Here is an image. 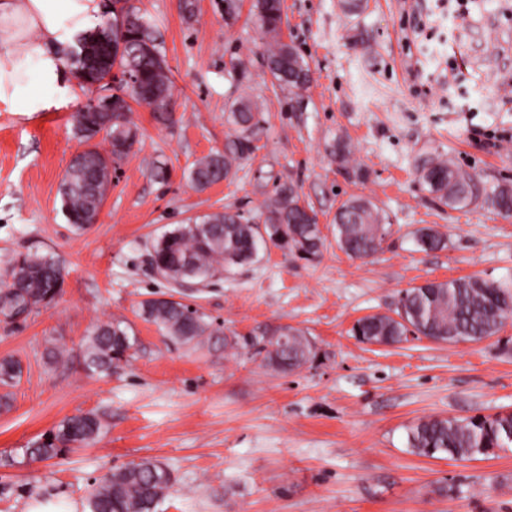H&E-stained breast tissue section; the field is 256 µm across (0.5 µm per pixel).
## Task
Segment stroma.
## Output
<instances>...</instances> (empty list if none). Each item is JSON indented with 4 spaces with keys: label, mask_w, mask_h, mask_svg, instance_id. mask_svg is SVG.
Listing matches in <instances>:
<instances>
[{
    "label": "stroma",
    "mask_w": 512,
    "mask_h": 512,
    "mask_svg": "<svg viewBox=\"0 0 512 512\" xmlns=\"http://www.w3.org/2000/svg\"><path fill=\"white\" fill-rule=\"evenodd\" d=\"M132 2L162 45L174 121L132 104L140 142L119 163L96 224L74 231L59 195L82 148L73 116L94 90L75 88L51 112L0 104V273L35 250L65 267L55 302L0 321V359L22 367L17 384L0 387V512H27L35 498L86 512L100 478L144 458L173 477L156 512H512V447L454 461L407 446L422 419L512 411V320L479 342L412 336L380 346L352 332L426 281L512 276V216L481 204L449 209L416 173L421 159L442 155L482 183L512 182V0H364L352 12L341 0H283V33L313 73L299 109L264 69L253 0ZM241 96L264 107L255 156L196 189L189 171L223 151L224 114ZM340 136L352 150L345 168L331 160ZM160 161L163 181L152 175ZM285 181L318 215L321 254L263 248L253 264L180 294L229 334L304 330L314 346L305 366L284 374L251 349L186 347L138 317L141 301L167 289L148 265L154 239L227 207L257 216ZM353 195L372 199L390 226L365 260L334 235L336 210ZM424 226L445 236L444 249L416 248ZM116 318L136 344L101 378L86 371L83 347ZM88 412L104 423L95 443L26 457L42 434Z\"/></svg>",
    "instance_id": "35a3bbf8"
}]
</instances>
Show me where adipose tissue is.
Here are the masks:
<instances>
[{"instance_id":"1","label":"adipose tissue","mask_w":512,"mask_h":512,"mask_svg":"<svg viewBox=\"0 0 512 512\" xmlns=\"http://www.w3.org/2000/svg\"><path fill=\"white\" fill-rule=\"evenodd\" d=\"M104 9L103 0H0V103L29 114L71 101L66 55Z\"/></svg>"}]
</instances>
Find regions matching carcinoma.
<instances>
[{
  "instance_id": "1",
  "label": "carcinoma",
  "mask_w": 512,
  "mask_h": 512,
  "mask_svg": "<svg viewBox=\"0 0 512 512\" xmlns=\"http://www.w3.org/2000/svg\"><path fill=\"white\" fill-rule=\"evenodd\" d=\"M255 19L266 50L268 73L280 89L300 95L311 84L310 66L293 45L282 40L283 9L281 0H255ZM127 46L119 55L103 53L86 64L82 51L70 62L85 68L81 86L96 87L112 75L113 69L130 70L150 93L138 103L149 108L171 96L173 82L158 38L148 23L134 24L127 30ZM130 105L112 107L110 112L79 110L74 117V133L82 143L100 136L116 148L117 136L125 148L118 160L126 158L139 143V129L129 118ZM232 130L224 152L197 160L189 173L192 185L203 190L231 178L242 162L258 150L257 141L263 118L257 102L242 97L224 113ZM331 156L340 167L351 160L349 142L336 138ZM420 183L438 202L463 209L481 201L503 216L512 215V184L503 182L481 188L474 177L443 157H429L417 166ZM105 155L98 146H90L85 164L65 171L60 194L68 222L77 231L89 228L98 215L107 191ZM389 233L386 218L376 204L365 196L345 200L335 216L337 247L356 259H367L382 249ZM416 246L425 252L442 250L446 238L432 227H422L415 234ZM271 245L302 258L317 256L324 238L312 207L301 204L291 183L279 185L254 221L239 211L226 209L200 220L180 224L155 239L148 251V262L155 274L170 284L208 281L234 267L253 263L259 246ZM64 284V267L52 253H26L13 259L5 279L0 280V318L14 322L51 304ZM191 305L161 293L144 300L138 315L157 326L177 342L197 346L212 339L216 330L203 314L191 316ZM512 318V278L489 280L467 276L446 281H427L401 292L396 316L375 313L359 319L354 335L366 343L383 346L400 344L413 334L434 342H478L497 334ZM135 339L123 320L97 325L85 344V368L99 375L112 374V367L132 357ZM263 356L269 367L290 373L303 367L312 353L311 340L293 326L280 327L270 336L244 341ZM21 375L18 361L0 360V384H13ZM102 429L100 417L86 413L68 417L42 439L25 449L31 460L46 461L63 456L73 446L90 445ZM512 445V413L493 417H429L410 428L407 447L424 457L444 455L451 460H473L488 456L497 448ZM172 486L170 472L157 461L143 458L104 476L87 500L88 512H155L157 504Z\"/></svg>"
}]
</instances>
